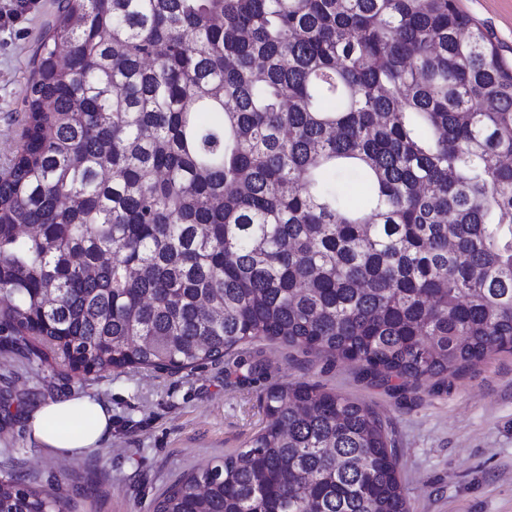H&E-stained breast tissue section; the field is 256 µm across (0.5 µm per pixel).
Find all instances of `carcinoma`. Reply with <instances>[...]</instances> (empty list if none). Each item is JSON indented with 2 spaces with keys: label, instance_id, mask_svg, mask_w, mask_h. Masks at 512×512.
<instances>
[{
  "label": "carcinoma",
  "instance_id": "carcinoma-1",
  "mask_svg": "<svg viewBox=\"0 0 512 512\" xmlns=\"http://www.w3.org/2000/svg\"><path fill=\"white\" fill-rule=\"evenodd\" d=\"M34 64L0 333L40 361L270 340L403 394L512 350V66L456 0H61ZM261 407L154 512H409L372 408L306 382ZM61 497L0 479V512Z\"/></svg>",
  "mask_w": 512,
  "mask_h": 512
}]
</instances>
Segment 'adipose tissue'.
Segmentation results:
<instances>
[{
	"label": "adipose tissue",
	"instance_id": "1",
	"mask_svg": "<svg viewBox=\"0 0 512 512\" xmlns=\"http://www.w3.org/2000/svg\"><path fill=\"white\" fill-rule=\"evenodd\" d=\"M28 436L61 457H75L99 447L112 433V409L77 393L43 401L25 416Z\"/></svg>",
	"mask_w": 512,
	"mask_h": 512
}]
</instances>
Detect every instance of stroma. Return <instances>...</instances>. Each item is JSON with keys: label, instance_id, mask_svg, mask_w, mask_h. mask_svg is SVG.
I'll return each mask as SVG.
<instances>
[{"label": "stroma", "instance_id": "1", "mask_svg": "<svg viewBox=\"0 0 512 512\" xmlns=\"http://www.w3.org/2000/svg\"><path fill=\"white\" fill-rule=\"evenodd\" d=\"M512 63V0H458ZM58 0H34L0 25V174L23 141L25 100L41 38ZM260 364L258 373L237 359ZM310 382L370 405L389 422L410 512H512V352L490 354L434 395L424 378L406 396L363 378L358 363L309 355L278 341L192 370L130 367L88 374L28 359L0 333V478L61 485L68 512H153L184 474L222 463L263 427L271 386ZM84 393L112 407V435L76 457L31 441L25 414L42 401Z\"/></svg>", "mask_w": 512, "mask_h": 512}]
</instances>
